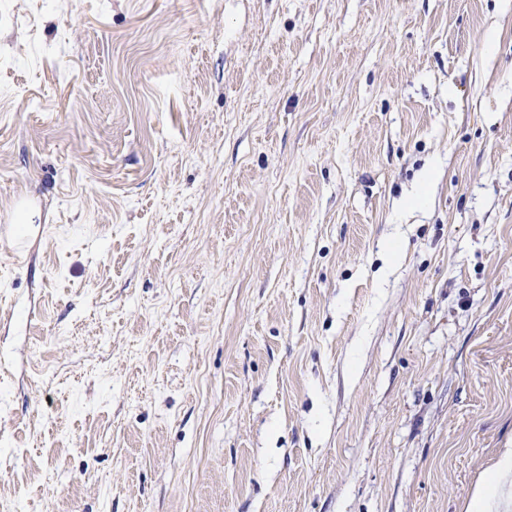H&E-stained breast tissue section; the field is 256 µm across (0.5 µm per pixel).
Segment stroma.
<instances>
[{"label": "stroma", "mask_w": 512, "mask_h": 512, "mask_svg": "<svg viewBox=\"0 0 512 512\" xmlns=\"http://www.w3.org/2000/svg\"><path fill=\"white\" fill-rule=\"evenodd\" d=\"M0 512H469L512 448V0H0Z\"/></svg>", "instance_id": "obj_1"}]
</instances>
